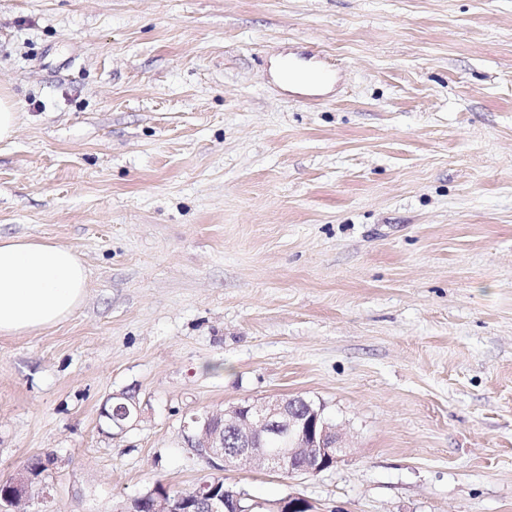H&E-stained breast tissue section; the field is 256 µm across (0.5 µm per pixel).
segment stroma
Returning a JSON list of instances; mask_svg holds the SVG:
<instances>
[{"label":"stroma","instance_id":"1","mask_svg":"<svg viewBox=\"0 0 512 512\" xmlns=\"http://www.w3.org/2000/svg\"><path fill=\"white\" fill-rule=\"evenodd\" d=\"M0 87V236L89 271L0 336V477L58 458L31 512L192 488L184 421L279 396L350 451L224 471L254 503L512 512V0H0ZM288 71L286 64L275 61L274 77L283 85L291 87L321 88L327 86L325 81L319 82L314 73V67L305 63H295ZM16 112L10 93L0 87V141L11 139L18 127ZM109 399H112V404L108 406L107 404H108ZM109 399H107L103 403V405L100 408L99 414H100L101 418L109 420L108 428L112 430V432L109 434L113 436L114 429H118L120 432H123L131 422L139 419V407L137 405V402L135 400L130 399V397L127 395H123V394L122 395H112L109 397ZM122 400L128 401L130 403V405L133 407V409H134L133 415H131L129 407L126 403L118 402V401H122ZM116 402H118V403H116ZM117 404H121L120 406H122L125 411V413L122 416L116 415V409L118 407V406H116Z\"/></svg>","mask_w":512,"mask_h":512}]
</instances>
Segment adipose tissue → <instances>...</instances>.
<instances>
[{"instance_id":"adipose-tissue-1","label":"adipose tissue","mask_w":512,"mask_h":512,"mask_svg":"<svg viewBox=\"0 0 512 512\" xmlns=\"http://www.w3.org/2000/svg\"><path fill=\"white\" fill-rule=\"evenodd\" d=\"M88 270L73 250L27 237H0V335L59 324L85 297Z\"/></svg>"}]
</instances>
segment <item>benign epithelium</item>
<instances>
[{
    "label": "benign epithelium",
    "mask_w": 512,
    "mask_h": 512,
    "mask_svg": "<svg viewBox=\"0 0 512 512\" xmlns=\"http://www.w3.org/2000/svg\"><path fill=\"white\" fill-rule=\"evenodd\" d=\"M111 405H102L100 417L108 428L124 431L139 419L137 402L127 395H112ZM286 427L282 445L267 447L269 437ZM187 447L218 471L259 462L271 472L317 474L335 467L344 457L347 445L324 407L301 396L257 400L231 405L222 411L193 416L183 425ZM234 430L239 447L224 448V432ZM12 484L19 489L12 501L22 505L44 492L46 484L32 480L26 468L18 469ZM150 499L149 512H224L227 503L238 504L244 494L233 489L217 492L216 485L203 481L188 494H170L158 487L144 494ZM275 512H314L313 504L295 495L277 503Z\"/></svg>",
    "instance_id": "1"
}]
</instances>
